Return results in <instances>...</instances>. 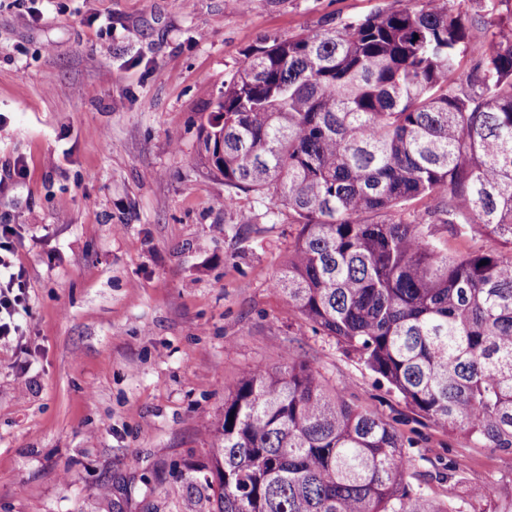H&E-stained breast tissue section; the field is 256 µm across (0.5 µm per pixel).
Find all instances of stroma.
I'll list each match as a JSON object with an SVG mask.
<instances>
[{"label": "stroma", "instance_id": "stroma-1", "mask_svg": "<svg viewBox=\"0 0 512 512\" xmlns=\"http://www.w3.org/2000/svg\"><path fill=\"white\" fill-rule=\"evenodd\" d=\"M422 0H0V223L31 315L0 349V512H207L200 463L243 374L309 361L412 449L433 499L512 456L415 416L270 286L296 235L224 220L199 125L244 51ZM453 460L466 483L438 479Z\"/></svg>", "mask_w": 512, "mask_h": 512}]
</instances>
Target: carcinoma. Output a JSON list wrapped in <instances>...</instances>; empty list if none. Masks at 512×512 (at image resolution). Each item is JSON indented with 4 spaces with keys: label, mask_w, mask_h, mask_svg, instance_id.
Returning a JSON list of instances; mask_svg holds the SVG:
<instances>
[{
    "label": "carcinoma",
    "mask_w": 512,
    "mask_h": 512,
    "mask_svg": "<svg viewBox=\"0 0 512 512\" xmlns=\"http://www.w3.org/2000/svg\"><path fill=\"white\" fill-rule=\"evenodd\" d=\"M512 0H438L250 46L200 123L210 171L297 226L271 280L416 416L512 454ZM505 7L506 14L498 12ZM473 61L467 88L451 77ZM231 224H251L231 193ZM497 244L489 248L485 242ZM417 447L288 356L224 399L208 512H462ZM512 512V482L474 487Z\"/></svg>",
    "instance_id": "cac0c4a2"
}]
</instances>
